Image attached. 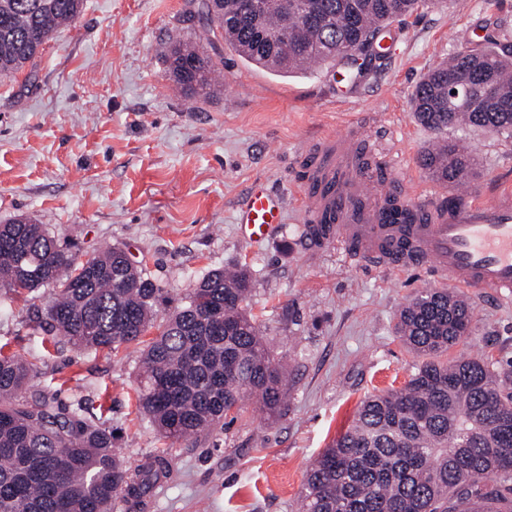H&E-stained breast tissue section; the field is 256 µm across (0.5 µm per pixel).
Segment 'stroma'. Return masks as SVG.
<instances>
[{
    "label": "stroma",
    "mask_w": 512,
    "mask_h": 512,
    "mask_svg": "<svg viewBox=\"0 0 512 512\" xmlns=\"http://www.w3.org/2000/svg\"><path fill=\"white\" fill-rule=\"evenodd\" d=\"M195 0H84L72 26L45 44L33 69L0 76V224L46 225L83 261L126 248L161 288L166 318L209 271L247 268L249 310L285 370L288 404L270 417L245 399L235 418L177 443L137 407L141 351L84 350L31 320L48 289L0 292V351L30 362L60 406L102 419L125 461L168 460L145 506L116 512H295L312 460L352 423L367 395L403 387L424 357L395 332L399 310L444 287L429 269H378L346 260L341 244L311 249L299 238L307 146L363 125L412 194L433 183L419 157L441 140L473 151L475 198L512 192V138L480 129L438 132L413 114L416 84L477 37L512 42V0H449L385 29L392 51L336 95L344 62L281 74L244 61ZM209 55L220 83L177 91L170 42ZM280 195L286 222L268 239L244 240L235 213L251 186ZM468 335L445 359L512 363V302L468 292Z\"/></svg>",
    "instance_id": "35a3bbf8"
}]
</instances>
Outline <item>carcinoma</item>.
I'll return each instance as SVG.
<instances>
[{"instance_id":"obj_1","label":"carcinoma","mask_w":512,"mask_h":512,"mask_svg":"<svg viewBox=\"0 0 512 512\" xmlns=\"http://www.w3.org/2000/svg\"><path fill=\"white\" fill-rule=\"evenodd\" d=\"M83 2L0 0V76L34 64L43 45L80 18ZM262 2L254 17L241 15L240 0H202L201 8L240 57L290 74L303 60L371 58L380 30L432 0H306L314 20L301 0ZM213 69L185 42L171 44L168 77L183 91L211 87ZM474 74L489 78L496 95L452 99ZM508 75L512 45L484 37L417 84L414 116L437 131L488 128L511 138ZM462 113L474 120H458ZM421 157L443 183L475 172V158L456 141ZM40 288L51 289L47 324L68 342L112 352L143 346L139 409L166 439L213 429L249 397L272 417L286 406L281 366L246 305L253 280L244 268L208 272L146 341L163 289L124 249L78 262L43 224H0V290ZM471 317L446 289L424 290L400 309L399 337L430 360L403 388L360 402L351 425L307 470L299 512H512V370L482 357L438 360L468 334ZM33 378L29 363L0 353V512H113L166 476L162 457L128 466L110 427L62 408Z\"/></svg>"}]
</instances>
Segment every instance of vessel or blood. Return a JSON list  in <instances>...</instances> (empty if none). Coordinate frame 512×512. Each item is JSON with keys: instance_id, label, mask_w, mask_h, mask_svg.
Segmentation results:
<instances>
[{"instance_id": "vessel-or-blood-1", "label": "vessel or blood", "mask_w": 512, "mask_h": 512, "mask_svg": "<svg viewBox=\"0 0 512 512\" xmlns=\"http://www.w3.org/2000/svg\"><path fill=\"white\" fill-rule=\"evenodd\" d=\"M300 192L301 234L308 244L340 243L358 263L386 269L429 266L456 288L512 300V194L452 202L412 197L390 162L357 131L313 142ZM284 221V202L255 183L235 222L244 239L266 238Z\"/></svg>"}]
</instances>
